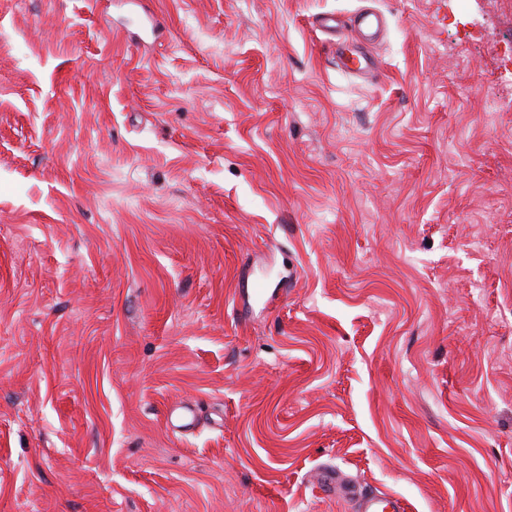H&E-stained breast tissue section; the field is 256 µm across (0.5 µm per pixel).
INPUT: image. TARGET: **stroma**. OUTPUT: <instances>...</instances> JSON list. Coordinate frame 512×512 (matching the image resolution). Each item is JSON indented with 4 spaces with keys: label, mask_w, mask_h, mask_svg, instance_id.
<instances>
[{
    "label": "stroma",
    "mask_w": 512,
    "mask_h": 512,
    "mask_svg": "<svg viewBox=\"0 0 512 512\" xmlns=\"http://www.w3.org/2000/svg\"><path fill=\"white\" fill-rule=\"evenodd\" d=\"M143 2L0 0V512H512V0ZM345 42L346 40L344 39L336 45V59L341 62L344 69L351 74H366L370 72V62L367 58L353 53L349 56L344 55L343 45ZM359 508L361 512H406V505L400 500L388 497L360 495ZM391 511H388V510Z\"/></svg>",
    "instance_id": "obj_1"
}]
</instances>
